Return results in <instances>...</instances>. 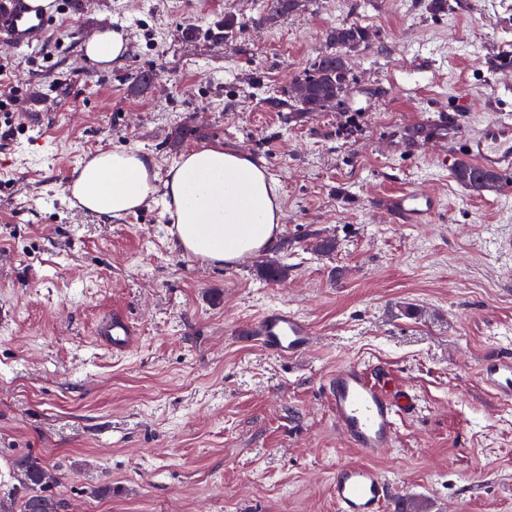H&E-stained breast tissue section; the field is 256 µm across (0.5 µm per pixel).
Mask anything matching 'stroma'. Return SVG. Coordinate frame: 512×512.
I'll list each match as a JSON object with an SVG mask.
<instances>
[{"instance_id": "1", "label": "stroma", "mask_w": 512, "mask_h": 512, "mask_svg": "<svg viewBox=\"0 0 512 512\" xmlns=\"http://www.w3.org/2000/svg\"><path fill=\"white\" fill-rule=\"evenodd\" d=\"M64 2L42 41L0 48V93L16 95L0 110V488L15 493L0 512H19L26 453L60 512H336V467L365 460L323 392L345 361L417 396L375 462L396 496L512 512V403L477 374L512 353V177L477 194L453 174L464 133L512 113V0ZM342 21L368 35L350 82L336 107L298 110L293 82ZM103 28L129 45L108 69L81 50ZM211 144L249 153L280 194L279 247L239 266L176 249L162 197L105 221L63 190L100 151L150 154L163 176ZM411 186L441 197L432 223L379 212ZM269 263L287 277L262 278ZM283 306L315 332L295 360L247 332ZM115 310L139 336L123 356L96 347Z\"/></svg>"}]
</instances>
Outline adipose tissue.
Masks as SVG:
<instances>
[{
	"label": "adipose tissue",
	"instance_id": "obj_1",
	"mask_svg": "<svg viewBox=\"0 0 512 512\" xmlns=\"http://www.w3.org/2000/svg\"><path fill=\"white\" fill-rule=\"evenodd\" d=\"M93 63L115 65L128 51L126 39L104 29L82 44ZM79 205L94 215L119 219L147 205L155 194L177 226V248L211 263L273 249L281 203L263 167L222 145L183 154L166 177H159L150 155L135 150L102 151L71 173Z\"/></svg>",
	"mask_w": 512,
	"mask_h": 512
}]
</instances>
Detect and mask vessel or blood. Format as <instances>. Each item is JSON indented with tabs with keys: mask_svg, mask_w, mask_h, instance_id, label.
Returning <instances> with one entry per match:
<instances>
[{
	"mask_svg": "<svg viewBox=\"0 0 512 512\" xmlns=\"http://www.w3.org/2000/svg\"><path fill=\"white\" fill-rule=\"evenodd\" d=\"M53 16L29 0H0V46L20 48L43 39ZM464 150L476 169L512 172V114L497 113L477 132L464 135ZM388 216L399 224H425L439 212V198L422 189L408 188L387 197ZM259 345L268 353L293 359L307 353L315 336L310 323L288 308L265 311L252 326ZM97 341L115 354L128 352L136 342L133 323L124 313L104 316ZM478 378L493 399L512 401V357L493 354L479 365ZM328 407L343 438L368 458L364 464L339 465L330 484L337 512H384L393 502L390 481L372 464L393 448L397 424L415 412L418 400L407 387L376 379L361 362L337 366L327 377Z\"/></svg>",
	"mask_w": 512,
	"mask_h": 512,
	"instance_id": "obj_1",
	"label": "vessel or blood"
}]
</instances>
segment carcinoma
<instances>
[{"label": "carcinoma", "mask_w": 512, "mask_h": 512, "mask_svg": "<svg viewBox=\"0 0 512 512\" xmlns=\"http://www.w3.org/2000/svg\"><path fill=\"white\" fill-rule=\"evenodd\" d=\"M366 32L354 22H340L325 34L326 49L313 63L311 72L299 79L311 91L310 99L298 100L301 110L324 111L336 105L342 89L349 81L346 50L360 45ZM456 179L471 191L481 193L498 188L500 177L493 172L479 171L461 160L456 164ZM13 468L22 477L28 493L20 502L19 512H58V502L49 494L50 474L46 464L37 456L20 455L13 461Z\"/></svg>", "instance_id": "cac0c4a2"}]
</instances>
